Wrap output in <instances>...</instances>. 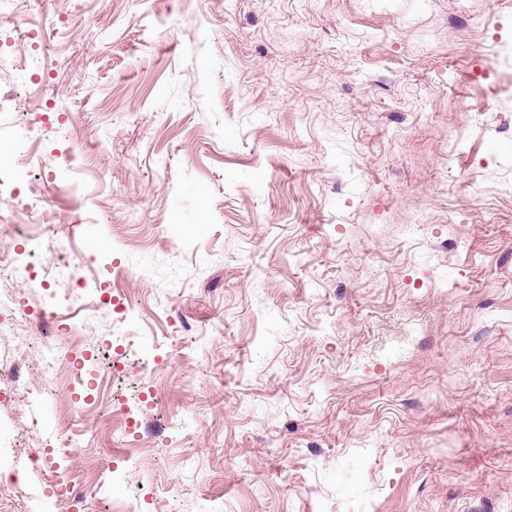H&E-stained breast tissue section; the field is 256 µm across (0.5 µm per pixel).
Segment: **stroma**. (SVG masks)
Returning a JSON list of instances; mask_svg holds the SVG:
<instances>
[{"label": "stroma", "instance_id": "1", "mask_svg": "<svg viewBox=\"0 0 512 512\" xmlns=\"http://www.w3.org/2000/svg\"><path fill=\"white\" fill-rule=\"evenodd\" d=\"M46 3L53 40L0 75V141L43 150L34 193L12 155L0 245L128 268L132 306L61 286L34 319L86 322L75 391L104 404L37 375L0 404V512H58L29 472L64 463L118 466L143 512H512V132L481 116L512 115V75L474 86L470 57L512 49V0Z\"/></svg>", "mask_w": 512, "mask_h": 512}]
</instances>
